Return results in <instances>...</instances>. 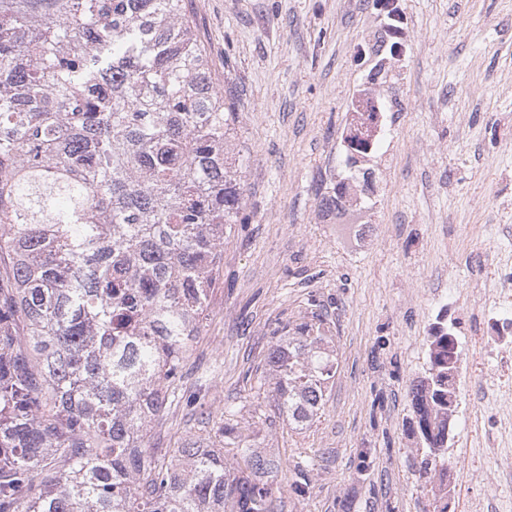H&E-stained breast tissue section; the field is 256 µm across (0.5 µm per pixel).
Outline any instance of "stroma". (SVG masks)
Instances as JSON below:
<instances>
[{"mask_svg": "<svg viewBox=\"0 0 512 512\" xmlns=\"http://www.w3.org/2000/svg\"><path fill=\"white\" fill-rule=\"evenodd\" d=\"M401 56L378 98L396 96L380 148L364 159L376 193L361 219L384 246L347 253L323 201L349 177V106L386 34L372 0H188L244 154L243 211L224 241L221 279L183 363L181 397L151 432L149 451L222 445L232 419L278 461L282 512H432L407 421L408 391L426 368L424 339L442 291L492 289L512 267V0H398ZM489 247L478 260L479 247ZM415 278L418 299L401 288ZM321 307L333 321L334 384L320 418L296 431L259 377L284 328ZM469 342L457 377L448 468L455 512L492 498L512 512V476L489 490L478 473L494 430L497 381L469 316L449 309ZM310 494L296 497L293 481Z\"/></svg>", "mask_w": 512, "mask_h": 512, "instance_id": "stroma-1", "label": "stroma"}]
</instances>
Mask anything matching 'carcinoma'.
<instances>
[{
  "instance_id": "cac0c4a2",
  "label": "carcinoma",
  "mask_w": 512,
  "mask_h": 512,
  "mask_svg": "<svg viewBox=\"0 0 512 512\" xmlns=\"http://www.w3.org/2000/svg\"><path fill=\"white\" fill-rule=\"evenodd\" d=\"M236 117L186 0H0V512H278V464L245 445L145 451L246 222ZM345 142L356 168L371 141ZM312 317L265 357L295 430L337 370ZM455 344L438 315L409 390L431 479Z\"/></svg>"
}]
</instances>
